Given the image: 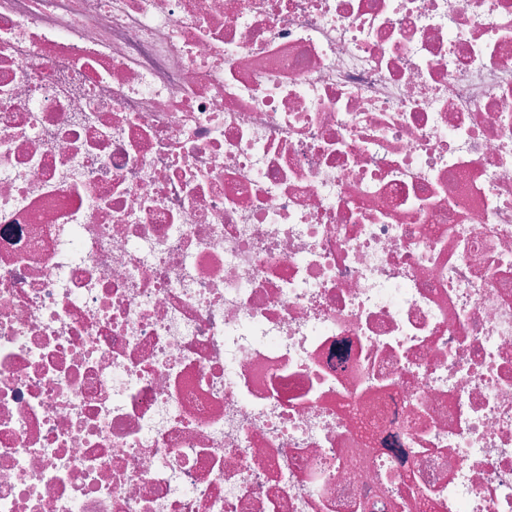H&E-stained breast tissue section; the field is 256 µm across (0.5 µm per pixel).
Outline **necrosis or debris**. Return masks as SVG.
<instances>
[{"label": "necrosis or debris", "mask_w": 512, "mask_h": 512, "mask_svg": "<svg viewBox=\"0 0 512 512\" xmlns=\"http://www.w3.org/2000/svg\"><path fill=\"white\" fill-rule=\"evenodd\" d=\"M0 512H512V0H0Z\"/></svg>", "instance_id": "necrosis-or-debris-1"}]
</instances>
